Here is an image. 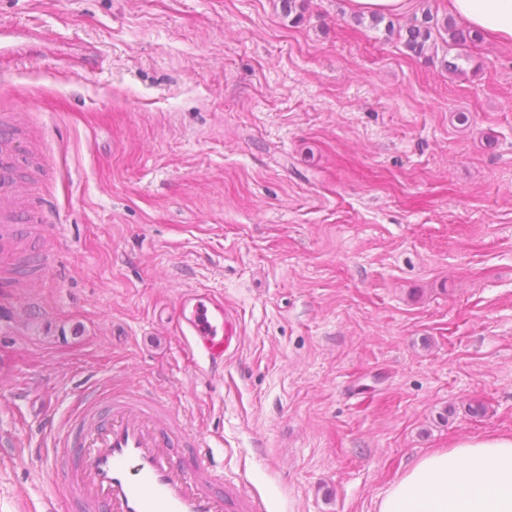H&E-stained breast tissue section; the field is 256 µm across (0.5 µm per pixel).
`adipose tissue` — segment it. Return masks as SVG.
Returning <instances> with one entry per match:
<instances>
[{
    "label": "adipose tissue",
    "mask_w": 512,
    "mask_h": 512,
    "mask_svg": "<svg viewBox=\"0 0 512 512\" xmlns=\"http://www.w3.org/2000/svg\"><path fill=\"white\" fill-rule=\"evenodd\" d=\"M472 27L512 40V0H449ZM378 512H512V435L475 436L414 461Z\"/></svg>",
    "instance_id": "1"
}]
</instances>
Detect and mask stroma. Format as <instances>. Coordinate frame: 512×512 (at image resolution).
I'll use <instances>...</instances> for the list:
<instances>
[{
    "label": "stroma",
    "instance_id": "obj_1",
    "mask_svg": "<svg viewBox=\"0 0 512 512\" xmlns=\"http://www.w3.org/2000/svg\"><path fill=\"white\" fill-rule=\"evenodd\" d=\"M349 0H0V120L42 224L0 237V512H43L87 387L264 512H377L430 450L512 434V42L407 51ZM224 299L221 370L181 336ZM182 336L212 364L224 363L239 336L228 328L224 299L210 290L187 289L177 301Z\"/></svg>",
    "mask_w": 512,
    "mask_h": 512
}]
</instances>
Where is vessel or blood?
Segmentation results:
<instances>
[{"mask_svg":"<svg viewBox=\"0 0 512 512\" xmlns=\"http://www.w3.org/2000/svg\"><path fill=\"white\" fill-rule=\"evenodd\" d=\"M182 336L210 363L223 362L238 339L228 327L224 299L188 289L177 301ZM73 461L66 474L75 499L92 512H246L198 482L177 462L168 431L142 405L114 400L88 425L75 415L56 442Z\"/></svg>","mask_w":512,"mask_h":512,"instance_id":"b4317fda","label":"vessel or blood"}]
</instances>
